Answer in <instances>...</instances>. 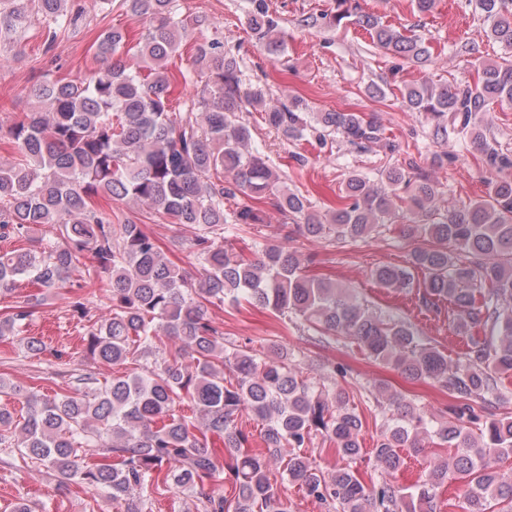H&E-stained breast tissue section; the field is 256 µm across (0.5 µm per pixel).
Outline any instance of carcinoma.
Returning <instances> with one entry per match:
<instances>
[{"label":"carcinoma","instance_id":"1","mask_svg":"<svg viewBox=\"0 0 512 512\" xmlns=\"http://www.w3.org/2000/svg\"><path fill=\"white\" fill-rule=\"evenodd\" d=\"M0 39L25 23L29 0H5ZM57 38L68 20V0H35ZM504 55L476 66L468 84H410L403 105L423 113L434 135L452 133L474 144L492 173L483 199L441 204L428 175L387 166L375 185L360 173L345 180L336 206L309 210L269 160L253 150L242 113L253 109L287 139L337 133L357 148L393 152L377 115L308 112L299 99L279 105L261 88H245L236 58L214 37L195 45L191 67L204 85L187 111L172 106V88L187 79L169 60L181 39L205 19L184 16L176 0H122L145 20L135 45L119 29L95 40L104 65L70 80L46 77L32 89L38 108L8 129L13 161L0 166V241L25 246L0 251V297L16 295L0 314V342L21 335L48 296L73 290L72 311L89 317L84 259L110 276L96 308L102 316L82 338L94 360L123 366L169 336L173 352L139 372L100 383L94 373L73 377L64 393L39 394L0 378V452L38 465L65 485L106 495L123 512H144L145 493L174 488L195 498V512H289L282 487L268 475L270 461L284 464L288 483L326 512H437L439 491L459 482L463 512H512V477L494 461L512 457V416L489 418L487 406L507 400L502 381L512 377V155L489 139L479 116L495 102H512V0H469ZM330 26L358 25L373 42L414 62L430 56L421 37L406 35L362 11L359 0H335L323 15ZM247 24L270 52L283 50L285 32L268 0H250ZM133 54L131 70L114 58ZM268 200L283 217L301 220L303 235L348 242L370 236L400 218L422 245L411 268L378 266L387 289H423L427 303L453 307V330L467 339L465 359L452 363L411 323L361 303L328 274H308L295 250L265 245L246 255L239 232L259 236L262 210L237 201ZM132 203L181 226L183 245L201 265L190 282L145 225L112 223V203ZM32 291L19 295L21 281ZM246 302L283 322L293 315L324 343L350 339L372 360L404 379L448 394V405L429 410L387 382L374 384L386 401L385 430L372 449L374 465L400 471L404 454L421 453L429 440L453 455L430 461L409 486L366 483L363 421L342 385L328 388L303 376L293 351L274 341L269 359L224 338L211 306ZM26 411L16 414L15 405ZM191 414H186L184 407ZM256 422L264 450L238 426L242 413ZM320 437L339 462L324 471L304 453ZM224 445L219 462L215 443ZM222 482L233 494L204 490Z\"/></svg>","mask_w":512,"mask_h":512}]
</instances>
